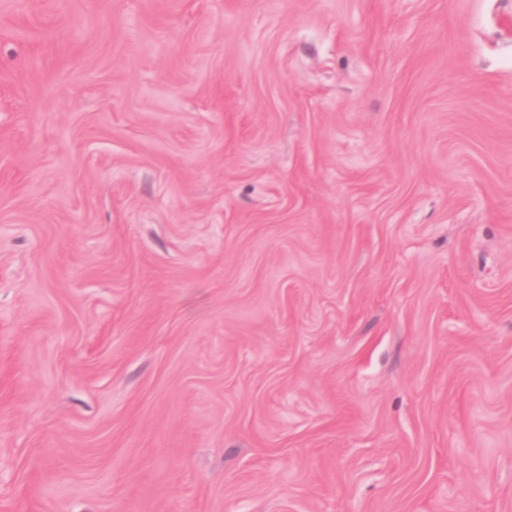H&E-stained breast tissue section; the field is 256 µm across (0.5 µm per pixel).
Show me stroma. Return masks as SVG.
<instances>
[{
	"label": "stroma",
	"instance_id": "obj_1",
	"mask_svg": "<svg viewBox=\"0 0 512 512\" xmlns=\"http://www.w3.org/2000/svg\"><path fill=\"white\" fill-rule=\"evenodd\" d=\"M0 512H512V0H0Z\"/></svg>",
	"mask_w": 512,
	"mask_h": 512
}]
</instances>
